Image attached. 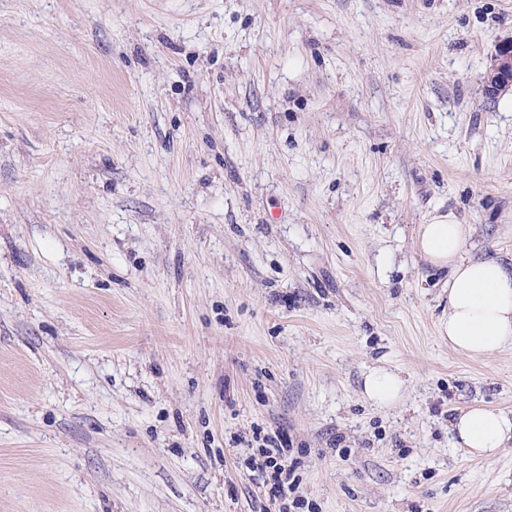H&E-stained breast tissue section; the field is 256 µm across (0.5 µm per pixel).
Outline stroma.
<instances>
[{"label": "stroma", "instance_id": "1", "mask_svg": "<svg viewBox=\"0 0 512 512\" xmlns=\"http://www.w3.org/2000/svg\"><path fill=\"white\" fill-rule=\"evenodd\" d=\"M512 0H0V512H512L452 421L512 415L453 351V215L512 267ZM405 381L380 406L364 382ZM512 89V40L505 39L490 55L483 93L488 98H497ZM274 448H257V454L251 458V471L257 474L264 495L273 505L279 506V512H288L291 507L299 505L295 478H291V469L283 457L278 445ZM291 499V500H290Z\"/></svg>", "mask_w": 512, "mask_h": 512}]
</instances>
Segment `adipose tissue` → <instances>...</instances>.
I'll list each match as a JSON object with an SVG mask.
<instances>
[{"mask_svg":"<svg viewBox=\"0 0 512 512\" xmlns=\"http://www.w3.org/2000/svg\"><path fill=\"white\" fill-rule=\"evenodd\" d=\"M465 237L464 225L448 216L421 225L416 244L429 263L451 269L449 346L483 357L512 345V271L494 260L466 256ZM451 429L458 447L474 458L493 459L512 441V417L482 405L465 410Z\"/></svg>","mask_w":512,"mask_h":512,"instance_id":"adipose-tissue-1","label":"adipose tissue"}]
</instances>
